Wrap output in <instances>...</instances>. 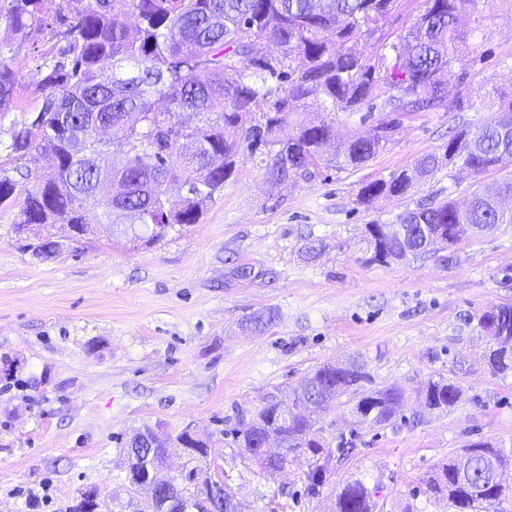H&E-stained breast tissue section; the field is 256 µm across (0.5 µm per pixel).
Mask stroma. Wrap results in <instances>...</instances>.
I'll list each match as a JSON object with an SVG mask.
<instances>
[{
	"instance_id": "obj_1",
	"label": "stroma",
	"mask_w": 512,
	"mask_h": 512,
	"mask_svg": "<svg viewBox=\"0 0 512 512\" xmlns=\"http://www.w3.org/2000/svg\"><path fill=\"white\" fill-rule=\"evenodd\" d=\"M22 35L0 25L15 50L18 100L0 115V166L12 177L43 172L31 152L16 156L10 132L39 105L49 22ZM460 24L472 34L448 71L469 106L401 115L386 151L366 165L322 171L285 189L255 161L240 164L199 223L173 226L154 243L110 226L74 239L66 226L19 232L17 208L0 206V512H72L85 492L97 512H148V497L125 482L121 444L147 427L193 430L211 448L201 479L224 485L240 512H328V497L305 492L307 461L270 474L242 458L230 430L266 403L287 401L316 366L363 361L378 387L414 392L458 359L470 371L461 400L420 414L407 401L386 427L353 426L345 406L322 414L326 448L353 442L333 462L326 490L362 479L378 512H448L427 493L431 472L468 441L512 449V376L494 378L484 341L466 314L512 302V224L460 242L452 261L431 254L371 262L369 224H393L419 203L464 202L512 176V162L457 181L446 166L400 198L359 202L362 185L438 152L449 135L494 118L497 90L512 94V0H477ZM59 244L49 259L31 249L39 236ZM322 243L310 255V242ZM251 271L236 276L237 267ZM273 313L264 330L255 316Z\"/></svg>"
}]
</instances>
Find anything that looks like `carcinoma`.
I'll use <instances>...</instances> for the list:
<instances>
[{
    "instance_id": "1",
    "label": "carcinoma",
    "mask_w": 512,
    "mask_h": 512,
    "mask_svg": "<svg viewBox=\"0 0 512 512\" xmlns=\"http://www.w3.org/2000/svg\"><path fill=\"white\" fill-rule=\"evenodd\" d=\"M58 2L64 27L45 61L38 84L40 106L11 133V152H42L47 169L18 181L0 168V205L19 204L23 231L33 224H64L82 238L125 211L131 224L159 240L175 224H196L224 184L236 177L239 158L263 156L270 182L286 187L323 168H357L390 141L395 119L381 120L368 133L336 141L334 126L304 119L302 101L320 98L333 111L359 112L386 96L393 112L463 109L448 90V69L469 34L456 18L476 0H426V10L405 31L387 39L384 31L398 0H0V21L15 32L42 20L47 2ZM378 37L379 52L365 58L353 47L361 37ZM273 43L278 57L256 65L258 47ZM12 48L0 42V112L11 111L16 73ZM164 102V110L156 108ZM512 161V96L498 98L495 117L479 130H462L440 153L411 168L363 185L359 200L407 194L416 182L451 164L460 174L480 175ZM33 185H28V180ZM102 208L97 213L95 209ZM410 222L366 225L371 260L386 264L429 252L438 240L450 249L471 237L478 224H512V210L494 197L473 192L421 205ZM478 324L487 339L482 363L495 378L512 373V304L483 311ZM463 395L457 376L429 378L418 390L430 412L455 406ZM343 401L357 424L393 423L405 404L403 390L372 386L357 360L315 368L293 391L298 412L269 403L234 429L251 458L262 437L274 432L281 447L310 460L308 495L322 493L327 463L316 416ZM140 470L163 464L175 449L194 441L151 428L127 439ZM448 457L426 482L448 500L450 512H491L512 488L496 482L495 470L512 463L505 449L489 442L467 444ZM377 503L363 481L336 490L332 512H375ZM182 512H235L222 486L210 508L184 497Z\"/></svg>"
}]
</instances>
